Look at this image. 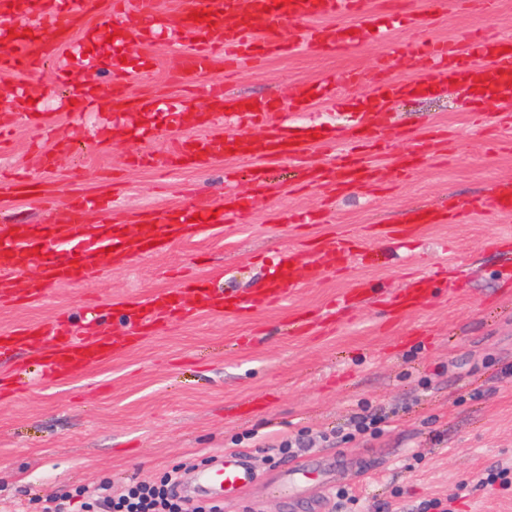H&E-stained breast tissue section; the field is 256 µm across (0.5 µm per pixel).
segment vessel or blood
Masks as SVG:
<instances>
[{"label": "vessel or blood", "instance_id": "b4317fda", "mask_svg": "<svg viewBox=\"0 0 512 512\" xmlns=\"http://www.w3.org/2000/svg\"><path fill=\"white\" fill-rule=\"evenodd\" d=\"M195 12L202 13V20L192 21ZM89 16L95 20V34L113 35V45L118 51L130 41L143 43L156 33L171 31L177 41L187 45L179 54L173 73L178 81L187 76L206 75L219 54L224 57V72L230 76L255 67L263 58L304 48L344 53L353 47L356 33L367 29L379 34L384 31L380 14L364 9L362 0H186L183 12L175 17L160 13L157 0H112L108 9L102 8L99 0H58L52 9L46 0H0V69L30 75L39 73L60 51L73 49L74 33ZM24 18L51 21L52 37L18 34V22ZM306 18L318 19V26L310 28L303 39L289 37L287 23ZM507 45L502 37L480 32L467 33L454 43L427 39L408 51L413 65L424 73L420 80L391 78L390 57H380L376 62L373 91L363 109L358 110L356 123L341 136L345 148L335 165L307 167L305 186L330 185L342 192L373 180L375 171L367 156L383 151L387 144L377 129L376 113L395 100L431 90L440 92L447 84L456 83L470 89L473 100L491 98L511 103L512 51ZM112 76V90L105 96L92 72H84L70 91L72 112L161 111L159 99L126 93L121 65H114ZM361 82L358 71H348L340 82L328 81L315 92L298 94L291 109L307 111L320 99H334L336 85L349 87ZM207 93L211 113L223 117L225 130L195 140L172 141L167 155L170 167L204 169L232 155L252 161L250 177L260 189L264 186L265 162L295 158L313 141L332 142L340 137L325 124L289 126L279 106L269 98L259 100L257 108L251 110L245 97L226 92L223 87H209ZM435 144L431 136L414 139L399 161L400 173H409L415 166L426 163L434 153ZM490 204L498 213L512 214V180L494 184ZM250 206L249 197L232 195L212 207H191L178 212L167 223L156 227L148 224L131 227L113 223L108 200L90 193L74 194L65 203L53 207L48 223L0 224V302L38 301L49 286L78 283L94 276L102 257L124 265L143 255L161 253L193 234L197 223L210 224L215 215L228 216ZM92 214L98 215L99 224L89 223ZM415 215L412 223L382 227V234L404 236L423 224L458 223L465 210L454 204L445 209H419ZM350 249V241L343 238L314 244L312 275L338 269L345 264ZM296 263L293 253L284 252L272 277L252 295L248 307L264 309L283 299L297 285ZM186 292L193 297L189 307L181 302ZM124 307L128 318L150 330L162 316L180 320L193 311L232 314L245 306L234 296L218 293L209 275L200 273L183 281L178 288L145 302L129 300ZM130 343V338L108 335L74 339L69 319L64 316L48 325L23 326L0 335V353L20 346L41 351L44 373L61 378L111 359ZM201 478L233 492L252 483L254 473L241 456L228 455L221 466L205 470Z\"/></svg>", "mask_w": 512, "mask_h": 512}]
</instances>
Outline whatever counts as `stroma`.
<instances>
[{
    "label": "stroma",
    "mask_w": 512,
    "mask_h": 512,
    "mask_svg": "<svg viewBox=\"0 0 512 512\" xmlns=\"http://www.w3.org/2000/svg\"><path fill=\"white\" fill-rule=\"evenodd\" d=\"M384 11L387 39L364 31L348 52L305 51L266 60L224 79L215 59L206 79L173 81L177 45L146 42L125 50L135 75L129 94L152 93L185 105L207 104L205 88L227 83L241 96L276 98L287 105L300 91L358 68L373 73L376 57L393 52L392 74L417 72L406 47L429 36L456 38L482 30L512 39V0L493 13L444 0L427 15L426 0H409L424 16L405 24L387 0H368ZM67 57L35 75L0 71V101L26 87L59 131L76 130L70 151L58 154L53 171L38 159L51 141L14 113L9 148L0 149V177H22L32 196L0 203V220L42 224L50 205L78 188L110 199L116 222L136 225L144 212L162 216L188 204L252 196L250 211L192 235L165 253L129 265L103 262L90 283L50 287L31 304L0 306V333L26 322H51L69 312L75 331L130 336L123 319L127 299L177 288L178 277L211 273L216 289L237 297L253 294L269 277V262L305 242L349 238L358 259L336 273L301 276L276 306L244 316L197 313L164 323L138 345L110 361L65 378H46L31 352L0 355V512H39L70 499L76 489L109 483L156 481L179 469L181 496L216 502L223 512H427L441 499L449 512H512V215L489 205L490 190L512 178V147L489 148V137H512V122L495 134L472 123L473 110L499 114L497 102L478 105L460 89L395 102L380 113L389 148L373 157L375 184L339 193L304 189V164L278 160L267 166V188L254 192L248 163L222 159L203 170L140 167L132 159L145 146L130 139L122 117L73 115L56 80ZM437 125L448 131L446 150L408 177L396 164L413 135ZM452 201L468 210L459 224H425L413 237H378L374 227L405 223L425 205ZM303 211L308 224L290 217ZM427 278L418 307L394 314L390 304L410 277ZM371 293L345 297L357 283ZM382 414L375 434L353 435L351 419ZM301 438L295 454L282 443ZM245 457L256 475L235 497L201 487L198 475L224 455ZM301 485L281 489L291 470ZM356 499L349 505L337 490Z\"/></svg>",
    "instance_id": "stroma-1"
}]
</instances>
